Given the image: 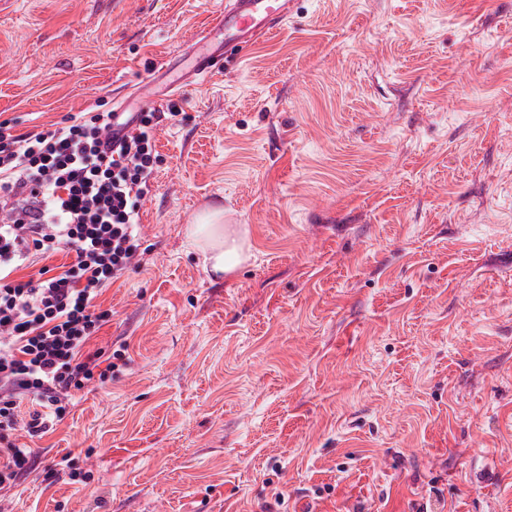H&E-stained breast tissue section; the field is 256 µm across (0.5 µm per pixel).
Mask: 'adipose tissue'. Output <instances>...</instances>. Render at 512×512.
<instances>
[{"mask_svg":"<svg viewBox=\"0 0 512 512\" xmlns=\"http://www.w3.org/2000/svg\"><path fill=\"white\" fill-rule=\"evenodd\" d=\"M187 236L200 251L204 268L216 274H232L252 257L247 228L225 223L220 209L206 212L200 223L188 228Z\"/></svg>","mask_w":512,"mask_h":512,"instance_id":"obj_1","label":"adipose tissue"}]
</instances>
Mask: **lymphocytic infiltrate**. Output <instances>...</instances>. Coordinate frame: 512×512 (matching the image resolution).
I'll return each mask as SVG.
<instances>
[{
    "instance_id": "obj_1",
    "label": "lymphocytic infiltrate",
    "mask_w": 512,
    "mask_h": 512,
    "mask_svg": "<svg viewBox=\"0 0 512 512\" xmlns=\"http://www.w3.org/2000/svg\"><path fill=\"white\" fill-rule=\"evenodd\" d=\"M112 118L24 132L0 120V503L32 469L14 432L42 436L74 391L115 369L91 346L110 318L99 300L140 262V209L160 158L157 113H138L118 140ZM25 404L35 410L23 422Z\"/></svg>"
}]
</instances>
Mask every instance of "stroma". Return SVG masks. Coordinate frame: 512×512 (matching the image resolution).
<instances>
[{
  "instance_id": "1",
  "label": "stroma",
  "mask_w": 512,
  "mask_h": 512,
  "mask_svg": "<svg viewBox=\"0 0 512 512\" xmlns=\"http://www.w3.org/2000/svg\"><path fill=\"white\" fill-rule=\"evenodd\" d=\"M223 4L0 0V120L181 108L102 298L118 369L16 432L13 512H512V0H294L173 90ZM212 208L254 254L221 282ZM200 223L191 225L186 234L200 251L206 270L229 275L251 259L248 229L244 224H223L221 209L206 212Z\"/></svg>"
}]
</instances>
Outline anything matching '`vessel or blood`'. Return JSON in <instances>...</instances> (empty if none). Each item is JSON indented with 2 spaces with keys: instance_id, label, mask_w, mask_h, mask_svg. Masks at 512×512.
I'll return each instance as SVG.
<instances>
[{
  "instance_id": "vessel-or-blood-1",
  "label": "vessel or blood",
  "mask_w": 512,
  "mask_h": 512,
  "mask_svg": "<svg viewBox=\"0 0 512 512\" xmlns=\"http://www.w3.org/2000/svg\"><path fill=\"white\" fill-rule=\"evenodd\" d=\"M290 3L291 0H225L219 13L197 35V52L184 84L211 76V59L220 48L252 44L271 35L287 18Z\"/></svg>"
}]
</instances>
